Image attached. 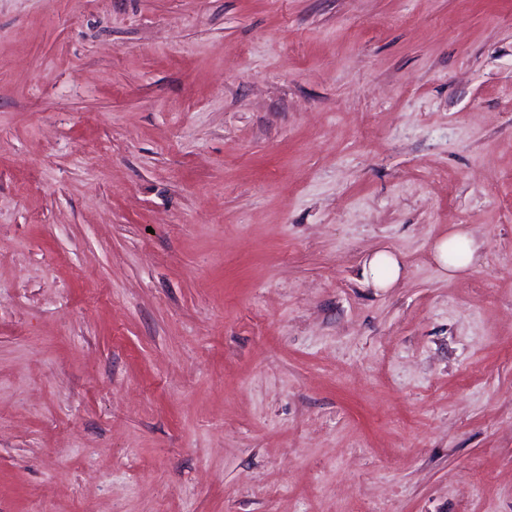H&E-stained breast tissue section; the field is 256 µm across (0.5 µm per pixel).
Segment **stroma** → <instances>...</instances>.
Instances as JSON below:
<instances>
[{
    "mask_svg": "<svg viewBox=\"0 0 512 512\" xmlns=\"http://www.w3.org/2000/svg\"><path fill=\"white\" fill-rule=\"evenodd\" d=\"M0 512H512V0H0ZM453 245H461L468 253L469 260H471L474 252L476 251L469 234L458 228L449 230L447 236H443L435 241L433 245V254L436 265L439 267L443 275L450 278L462 274L466 269V264L449 260L448 252ZM403 266L394 253L380 250L375 252L363 267V277L367 285L373 288H390L401 277Z\"/></svg>",
    "mask_w": 512,
    "mask_h": 512,
    "instance_id": "1",
    "label": "stroma"
}]
</instances>
